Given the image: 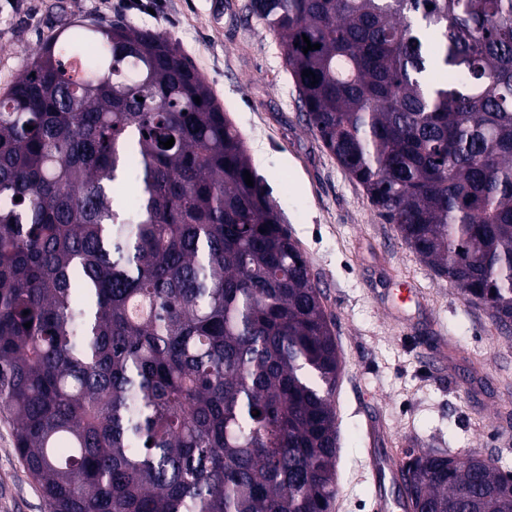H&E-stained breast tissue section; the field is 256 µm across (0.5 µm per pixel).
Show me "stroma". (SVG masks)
<instances>
[{
	"mask_svg": "<svg viewBox=\"0 0 512 512\" xmlns=\"http://www.w3.org/2000/svg\"><path fill=\"white\" fill-rule=\"evenodd\" d=\"M249 0H0V92L69 19L120 16L166 33L240 131L261 185L309 260L342 360L333 512H376L399 479L374 478L377 445L478 454L512 474V333L468 303L371 205L307 124L277 38ZM411 281L419 295L398 299ZM0 512H45L0 412Z\"/></svg>",
	"mask_w": 512,
	"mask_h": 512,
	"instance_id": "obj_1",
	"label": "stroma"
}]
</instances>
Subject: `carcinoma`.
<instances>
[{
    "label": "carcinoma",
    "instance_id": "cac0c4a2",
    "mask_svg": "<svg viewBox=\"0 0 512 512\" xmlns=\"http://www.w3.org/2000/svg\"><path fill=\"white\" fill-rule=\"evenodd\" d=\"M247 9L379 215L511 328L512 0ZM341 371L309 262L177 43L71 20L0 95V410L46 512H323ZM407 456L406 512H512L490 460Z\"/></svg>",
    "mask_w": 512,
    "mask_h": 512
}]
</instances>
